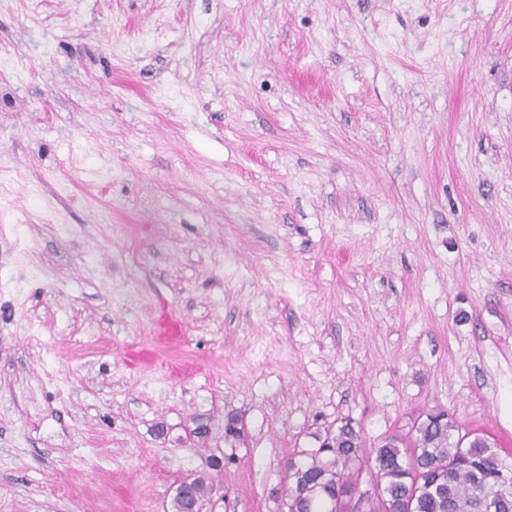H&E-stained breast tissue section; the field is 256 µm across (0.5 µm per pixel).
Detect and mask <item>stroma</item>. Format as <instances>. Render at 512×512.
Here are the masks:
<instances>
[{"label":"stroma","mask_w":512,"mask_h":512,"mask_svg":"<svg viewBox=\"0 0 512 512\" xmlns=\"http://www.w3.org/2000/svg\"><path fill=\"white\" fill-rule=\"evenodd\" d=\"M434 407L512 453V0H0V512Z\"/></svg>","instance_id":"35a3bbf8"}]
</instances>
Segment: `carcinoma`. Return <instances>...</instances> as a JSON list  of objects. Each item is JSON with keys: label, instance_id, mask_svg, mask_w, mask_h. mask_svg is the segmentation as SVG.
I'll use <instances>...</instances> for the list:
<instances>
[{"label": "carcinoma", "instance_id": "obj_1", "mask_svg": "<svg viewBox=\"0 0 512 512\" xmlns=\"http://www.w3.org/2000/svg\"><path fill=\"white\" fill-rule=\"evenodd\" d=\"M459 430L443 408L418 413L405 434L383 437L366 451L362 430L344 419L326 432L316 449L288 458V495L280 512H328L349 507L358 492L361 469L369 471L374 493L359 496L362 512H512V481L502 477L496 448ZM245 425L229 413L224 441L243 440ZM212 485L194 477L187 494L172 502L173 512H199Z\"/></svg>", "mask_w": 512, "mask_h": 512}]
</instances>
